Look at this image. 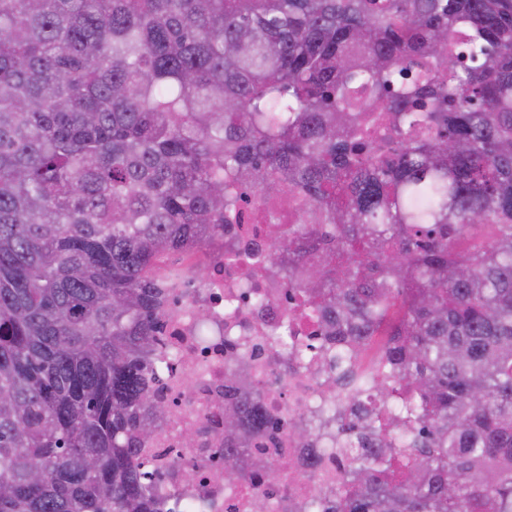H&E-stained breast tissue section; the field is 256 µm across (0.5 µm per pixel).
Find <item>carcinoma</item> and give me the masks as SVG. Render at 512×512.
<instances>
[{"mask_svg":"<svg viewBox=\"0 0 512 512\" xmlns=\"http://www.w3.org/2000/svg\"><path fill=\"white\" fill-rule=\"evenodd\" d=\"M283 192L336 340L331 512H512V0H0V512H158L151 273ZM418 195L433 206L410 207ZM258 415L224 407V482Z\"/></svg>","mask_w":512,"mask_h":512,"instance_id":"1","label":"carcinoma"}]
</instances>
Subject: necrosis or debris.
Wrapping results in <instances>:
<instances>
[{"instance_id":"1","label":"necrosis or debris","mask_w":512,"mask_h":512,"mask_svg":"<svg viewBox=\"0 0 512 512\" xmlns=\"http://www.w3.org/2000/svg\"><path fill=\"white\" fill-rule=\"evenodd\" d=\"M242 224H228L202 258L159 269L156 282L162 314L157 326V353L177 358L161 380L151 382L150 396L166 412L146 450L160 473L155 487L162 512H252L263 498L270 512H286L288 501L308 506L313 496L335 494L343 466L336 457L337 407L328 399L329 373L316 360L295 359L298 345L311 342L315 325L300 317L280 284L273 250L265 232L268 213L285 216L289 206H266L252 187H236ZM242 354L254 384L263 419L261 436L251 454L274 464L272 474L247 484L224 482V403L238 394L224 384L227 358ZM310 434L309 443L294 439L293 427ZM192 446H185L186 434ZM198 478L177 476L183 465Z\"/></svg>"}]
</instances>
